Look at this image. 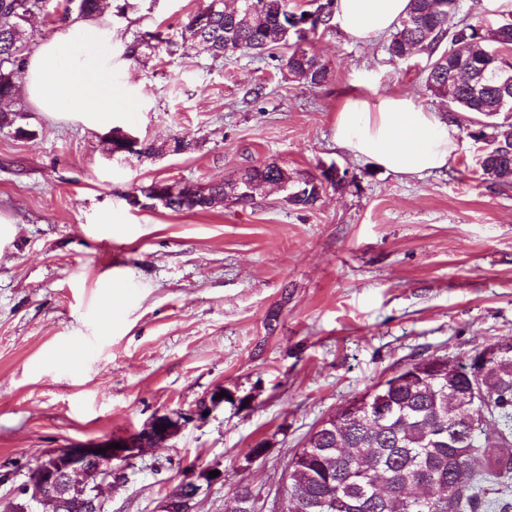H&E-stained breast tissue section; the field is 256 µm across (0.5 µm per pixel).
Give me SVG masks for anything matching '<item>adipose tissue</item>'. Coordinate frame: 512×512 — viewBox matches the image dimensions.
<instances>
[{"mask_svg": "<svg viewBox=\"0 0 512 512\" xmlns=\"http://www.w3.org/2000/svg\"><path fill=\"white\" fill-rule=\"evenodd\" d=\"M410 0H337L335 21L351 40L369 43L393 30ZM112 30L79 19L44 41L26 59L23 92L47 116H74L95 129L112 121ZM459 129L411 99L387 94L345 98L336 114L339 148L405 177L446 168Z\"/></svg>", "mask_w": 512, "mask_h": 512, "instance_id": "adipose-tissue-1", "label": "adipose tissue"}]
</instances>
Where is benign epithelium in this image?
I'll return each instance as SVG.
<instances>
[{
	"label": "benign epithelium",
	"instance_id": "1",
	"mask_svg": "<svg viewBox=\"0 0 512 512\" xmlns=\"http://www.w3.org/2000/svg\"><path fill=\"white\" fill-rule=\"evenodd\" d=\"M185 416L161 417L143 430L142 435L119 440L121 448L107 449L110 442L92 443L57 453H49L30 469L22 483L21 501L10 502L11 512H38V506L53 498L62 509H78L80 512H101L103 500L101 487L112 484L120 476L121 468L113 461L130 462L142 451L146 440L165 442L182 426ZM105 452L100 453L98 449ZM206 468L192 473L183 481L184 493L168 497L161 512H194V501L202 486H211L224 480V475L210 476ZM254 512H283L284 494L269 499L258 492L252 493Z\"/></svg>",
	"mask_w": 512,
	"mask_h": 512
}]
</instances>
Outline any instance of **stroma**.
Returning <instances> with one entry per match:
<instances>
[{
    "mask_svg": "<svg viewBox=\"0 0 512 512\" xmlns=\"http://www.w3.org/2000/svg\"><path fill=\"white\" fill-rule=\"evenodd\" d=\"M207 0H112L111 124L37 112L23 93L0 127V500L45 455L131 437L191 414L105 489V512H160L185 476L194 512H231L237 487L275 492L309 431L417 359L465 362L512 338V185L487 182L482 144L459 134L447 168L402 177L340 149L346 94L388 93L445 117L425 93L426 55L391 60L388 37L338 27L304 49L329 68L318 87L262 57L213 56L185 39ZM141 45L134 57L121 45ZM261 88L260 97L249 96ZM191 151L131 154L113 134ZM274 162L293 179L329 167L310 209L267 186L253 199L176 213L131 197L155 182L206 186ZM227 401L210 405L213 394ZM207 414H199L200 406ZM264 444L260 457L251 448ZM212 471H219L215 468H206L198 472L192 473L186 478L182 484L184 486V493L177 497H168L163 505L161 512H193L194 501L199 495L203 483L207 486H211L217 482H221L224 479L223 471H219L220 475L216 477H210ZM202 473V475H200Z\"/></svg>",
    "mask_w": 512,
    "mask_h": 512,
    "instance_id": "obj_1",
    "label": "stroma"
}]
</instances>
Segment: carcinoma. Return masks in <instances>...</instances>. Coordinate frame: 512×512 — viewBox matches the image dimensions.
<instances>
[{
	"instance_id": "cac0c4a2",
	"label": "carcinoma",
	"mask_w": 512,
	"mask_h": 512,
	"mask_svg": "<svg viewBox=\"0 0 512 512\" xmlns=\"http://www.w3.org/2000/svg\"><path fill=\"white\" fill-rule=\"evenodd\" d=\"M216 0L191 14L184 26L188 38L214 56L249 51L263 54L272 45L305 41L327 29L336 0H314L311 11L294 12L288 0H249L251 13L237 14ZM38 8L33 0H0V103L13 98L20 79L17 49L27 42L28 15ZM459 0H410V9L395 26L387 46L399 61L415 50L428 54L423 68L425 91L448 102L457 117L448 122L485 145L480 168L494 185L512 182V151L504 152L487 132L494 119L512 114V83L500 75L501 63L487 54L480 28L456 19ZM308 20V33L299 34L297 21ZM448 48L437 49L443 42ZM294 81L318 86L329 74L326 63L296 47L286 60ZM478 115L480 119L472 120ZM191 142L175 138L163 147L149 145L144 152L164 149L181 154ZM242 178L256 187L282 179L276 164L254 166ZM334 178L324 170L318 176L288 182L294 193L289 204L311 208L325 184ZM161 193L143 189L145 198L174 212L204 211L224 205L237 195L236 183L215 182L205 187L176 188L156 184ZM491 358L479 359L486 353ZM480 396L467 399L472 385ZM375 414L357 411L353 400L313 430L303 448L288 462L287 512H482L489 495L500 493L502 478L512 472V339L474 351L466 364L443 357L416 360L397 377L365 393ZM485 468L474 470L479 459Z\"/></svg>"
}]
</instances>
